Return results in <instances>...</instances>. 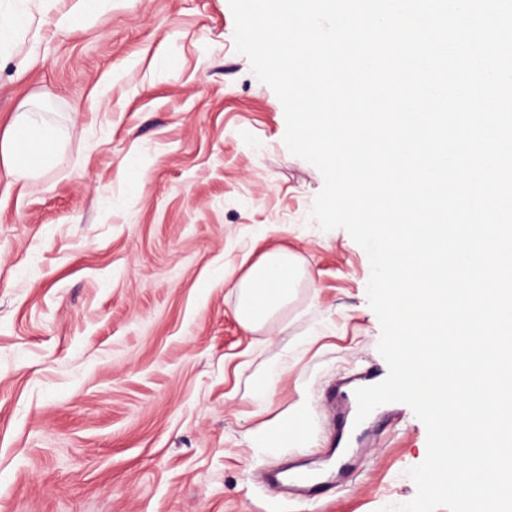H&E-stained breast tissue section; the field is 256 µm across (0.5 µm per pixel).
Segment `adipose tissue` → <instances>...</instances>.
<instances>
[{
  "label": "adipose tissue",
  "instance_id": "1",
  "mask_svg": "<svg viewBox=\"0 0 512 512\" xmlns=\"http://www.w3.org/2000/svg\"><path fill=\"white\" fill-rule=\"evenodd\" d=\"M59 140L56 126L38 112L18 113L0 135V162L8 174L18 180L37 177L53 161ZM305 275L297 257L282 247L266 250L237 284L236 315L249 332L262 330L293 297ZM306 418L295 413L277 419L272 426L257 430L254 442L265 448H284L301 440Z\"/></svg>",
  "mask_w": 512,
  "mask_h": 512
}]
</instances>
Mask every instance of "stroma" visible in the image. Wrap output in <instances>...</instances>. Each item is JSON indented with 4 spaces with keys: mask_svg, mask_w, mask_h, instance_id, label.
Listing matches in <instances>:
<instances>
[{
    "mask_svg": "<svg viewBox=\"0 0 512 512\" xmlns=\"http://www.w3.org/2000/svg\"><path fill=\"white\" fill-rule=\"evenodd\" d=\"M234 28L229 0H112L77 33L45 17L12 50L29 66L0 70V131L35 106L61 129L37 178L0 166V512H379L416 495L427 430L408 407L343 482L263 478L324 461L329 388L388 365L368 256L311 219L323 177L288 150ZM272 247L306 275L249 333L234 285ZM298 410L304 440L255 449ZM281 374V371L273 369L258 375L253 384V399L258 402H265L274 392Z\"/></svg>",
    "mask_w": 512,
    "mask_h": 512,
    "instance_id": "stroma-1",
    "label": "stroma"
}]
</instances>
